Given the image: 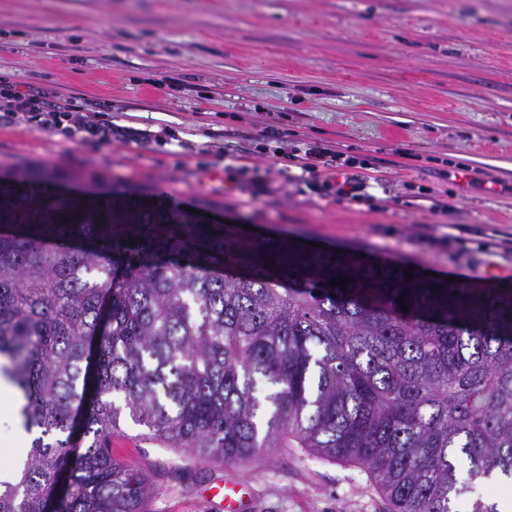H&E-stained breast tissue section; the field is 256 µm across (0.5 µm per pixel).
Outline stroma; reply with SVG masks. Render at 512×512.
<instances>
[{
    "label": "stroma",
    "mask_w": 512,
    "mask_h": 512,
    "mask_svg": "<svg viewBox=\"0 0 512 512\" xmlns=\"http://www.w3.org/2000/svg\"><path fill=\"white\" fill-rule=\"evenodd\" d=\"M5 84L84 128L15 112L2 165L512 288V0H0ZM293 143L367 159L373 201L289 181ZM144 433L123 418L112 453L157 475L151 512H225L228 481L242 512H391L357 468L277 448L224 467Z\"/></svg>",
    "instance_id": "35a3bbf8"
}]
</instances>
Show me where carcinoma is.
Returning a JSON list of instances; mask_svg holds the SVG:
<instances>
[{
    "instance_id": "1",
    "label": "carcinoma",
    "mask_w": 512,
    "mask_h": 512,
    "mask_svg": "<svg viewBox=\"0 0 512 512\" xmlns=\"http://www.w3.org/2000/svg\"><path fill=\"white\" fill-rule=\"evenodd\" d=\"M63 179L0 177V376L35 434L0 512H150L153 477L112 457L124 409L201 461L299 448L359 468L393 512H453L473 483L512 480V288L407 278L134 191L63 195Z\"/></svg>"
}]
</instances>
